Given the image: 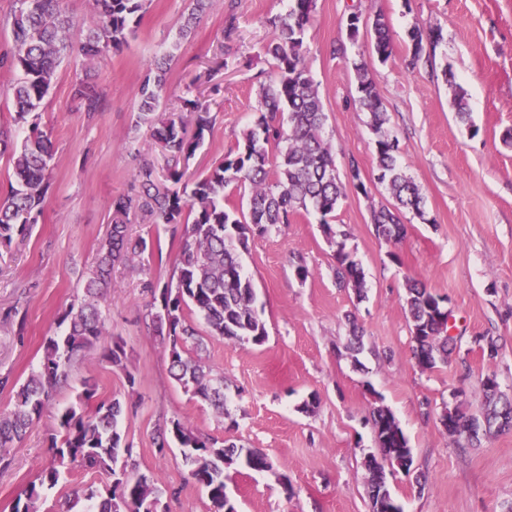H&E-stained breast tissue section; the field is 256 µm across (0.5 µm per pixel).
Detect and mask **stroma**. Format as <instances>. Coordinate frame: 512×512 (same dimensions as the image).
<instances>
[{"mask_svg": "<svg viewBox=\"0 0 512 512\" xmlns=\"http://www.w3.org/2000/svg\"><path fill=\"white\" fill-rule=\"evenodd\" d=\"M188 0H147L126 45L110 52L94 80L104 95L101 112L80 109L73 95L84 74L82 58L59 65L38 116L52 143L50 180L37 224L25 238L0 246V414L13 407L12 385L38 366L46 336L58 332L65 308L82 293L112 222V198L131 193L146 162L165 164L147 128H136V92L150 61L172 50L163 109L218 84L219 109L189 170L205 173L234 149L255 119L258 76H272L264 47L272 18L289 0H224L207 11L186 41L177 31ZM386 16L393 51L373 63L372 77L399 141L398 159L424 198V217L406 212L401 243L379 237L373 207L390 203L374 180L376 153L367 114L357 103L355 62L370 57L371 38L350 42L351 12ZM236 33L225 40L227 22ZM441 28L444 39L432 65H411L413 28ZM307 64L327 115L325 137L339 175L357 160L367 191L348 192L331 224L344 239L324 234L318 215L303 212L292 223L251 238L243 265L256 290L255 307L267 329L263 344L209 336L203 355L224 381V411L177 386L168 352L144 320L147 282L170 281L182 243L171 226L136 219L132 237L152 249L112 270V291L101 303L107 339H122L136 375L102 357L97 345L54 391L40 420L10 450L0 473V512L52 460L47 439L59 408L75 398L84 379H96L98 397L128 401L122 422L144 473L168 488L167 512H209L205 492L188 478L179 449L155 450L162 419L180 418L199 434L257 448L271 471H229L226 493L237 512H370L364 459L379 455L374 407H388L413 454V475L388 483L403 512H512V429L480 443L455 441L440 418L462 405L468 415L484 407L482 380L495 375L512 398V0H316L304 42ZM229 66L206 82L216 55ZM454 82H446L445 71ZM465 94L470 115L461 122L452 107L454 88ZM345 246L365 274L363 296L339 287L335 253ZM304 259L310 274L299 278ZM445 298L449 333L457 342L435 368H419L412 355V324L404 300L409 280ZM358 324L364 348L352 353L350 326ZM497 351L488 354L485 340ZM105 475L68 465L60 483L44 494L42 512L87 489H103Z\"/></svg>", "mask_w": 512, "mask_h": 512, "instance_id": "stroma-1", "label": "stroma"}]
</instances>
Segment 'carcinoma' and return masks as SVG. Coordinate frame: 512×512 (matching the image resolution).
Instances as JSON below:
<instances>
[{
	"label": "carcinoma",
	"mask_w": 512,
	"mask_h": 512,
	"mask_svg": "<svg viewBox=\"0 0 512 512\" xmlns=\"http://www.w3.org/2000/svg\"><path fill=\"white\" fill-rule=\"evenodd\" d=\"M143 2L93 0L91 14L78 23L68 12L66 0H18L19 7L10 18L13 49L11 54L0 56V67L6 65L22 73L12 87L11 123L0 124V154L11 153L15 177L0 199L1 246L25 237L41 215L52 142L29 119L37 116L44 104L61 61L74 52L83 58L85 78L75 83L74 96L84 111H99L103 99L97 85L89 81L91 72L102 66L110 50L127 44ZM291 2L287 13L270 21L273 36L265 52L274 61L275 75L259 86L252 126L243 133L237 149L214 164L190 190L182 186V181L189 160L215 120L212 101L197 96L185 98L183 113L178 115L161 113V101L174 51L216 0H191L171 51L147 67L137 91L135 126L149 125L151 137L162 148L165 182L159 181L153 164L146 162L136 174L140 195H120L113 200L111 229L86 280L83 300L70 305L62 315L61 322L67 323L65 332L45 338L38 369L15 388L13 409L0 414V471L9 468L10 448L41 417L58 383L105 335L99 302L112 288V267L148 250L146 240L128 236L131 210H138L155 224L182 227V259L176 284L150 287L151 296H159V303L147 304L145 317L168 347L171 378L222 414L224 383L210 377L201 355L202 334L189 321V312L201 315L210 336L230 342L264 343L267 330L255 308L254 283L240 260L249 238L278 224H289L299 211L309 209L320 215L324 231L331 236L335 231L330 217L346 197L347 187L367 194L356 161L349 162L348 180H341L323 136L326 114L303 51L305 34L314 20L315 0ZM77 25L83 38L75 44L70 30ZM372 30L373 54L385 63L392 55V43L384 15L374 17ZM409 39L413 61L430 62L443 33L434 28L424 36L414 28ZM355 69L358 102L369 114V126L376 135V180L387 184L393 199L389 205L373 208L371 221L379 236L398 242L406 232L401 211L424 217L423 197L397 162L398 141L386 127L388 116L371 78V65L362 59ZM26 123L29 134L16 148L12 142L15 128ZM229 187L239 191L246 206L224 203V190ZM335 276L340 285L353 288L359 298L363 296L362 268L342 245L336 251ZM443 302L444 298L422 283L414 282L407 289L405 308L412 328L427 327L423 335L413 336V358L422 369L433 368L438 358L448 355L454 342V337L447 335L448 326L432 316ZM104 358L125 373L129 387L135 386L122 340H112ZM483 391L486 408L482 418L469 417L456 406L443 414V426L460 424L471 438L481 428L488 432L511 428L512 400L502 398L498 389L485 386ZM97 394V382L86 379L76 401L57 411L50 450L55 458L79 461L87 469L107 475L115 485L105 495L90 489L82 497L74 496L67 501L66 512H74L82 499L88 501L82 512H164L163 490L156 479L140 472L134 448L120 430L123 403L114 398L93 406ZM372 415L375 425L382 426L376 438L383 457L391 467H401L392 449L409 448L407 437L388 408L378 406ZM157 434L160 453L166 450L168 438L178 441L189 466L188 475L206 493L210 512H224L227 505V471L272 468L265 454L205 437L179 418L163 422ZM59 478L57 468L43 469L38 481L19 495L13 512H41L44 490L53 488Z\"/></svg>",
	"instance_id": "carcinoma-1"
}]
</instances>
